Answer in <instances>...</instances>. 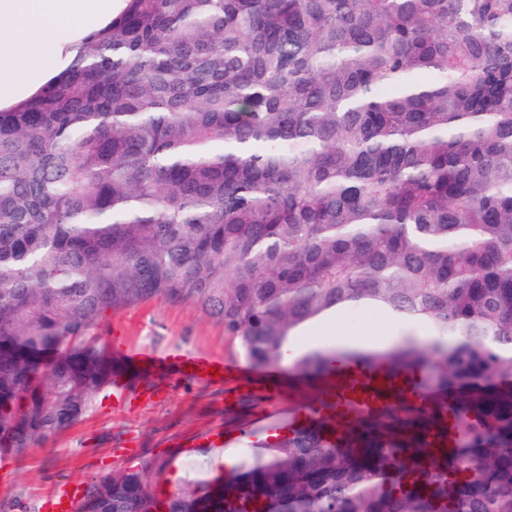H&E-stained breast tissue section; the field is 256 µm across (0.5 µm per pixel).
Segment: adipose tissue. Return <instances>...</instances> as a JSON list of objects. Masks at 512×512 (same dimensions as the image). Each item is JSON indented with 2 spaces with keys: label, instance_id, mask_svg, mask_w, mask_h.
<instances>
[{
  "label": "adipose tissue",
  "instance_id": "adipose-tissue-1",
  "mask_svg": "<svg viewBox=\"0 0 512 512\" xmlns=\"http://www.w3.org/2000/svg\"><path fill=\"white\" fill-rule=\"evenodd\" d=\"M123 0H0V107L32 96L66 66L82 25L105 27Z\"/></svg>",
  "mask_w": 512,
  "mask_h": 512
}]
</instances>
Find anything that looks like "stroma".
I'll use <instances>...</instances> for the list:
<instances>
[{
    "label": "stroma",
    "instance_id": "obj_1",
    "mask_svg": "<svg viewBox=\"0 0 512 512\" xmlns=\"http://www.w3.org/2000/svg\"><path fill=\"white\" fill-rule=\"evenodd\" d=\"M425 335L419 324L390 318L370 309L336 316L326 322L321 335L302 338L303 347L323 346L336 336L361 334L375 337L392 331ZM131 341L172 344L242 358L237 340L225 335L219 323L193 305L162 299L113 312L96 329L100 347L109 346L115 334ZM293 359L281 364L283 380L268 394L259 396L250 383L239 382L218 389L163 378L171 391L167 403L139 410L115 412L94 405L71 426L51 434L42 444L16 450L0 449V464L12 467L13 480L0 488V512H37L42 494L62 480L89 482L105 473L127 469L142 471L150 483L163 484L167 492L186 488L199 478V454L193 448L200 436L220 430L224 438L212 463L225 456L244 458L248 447L234 443L237 429L267 418L284 419L289 409L311 404L322 389L318 380L297 378ZM135 434L141 453L129 459L118 455L123 434Z\"/></svg>",
    "mask_w": 512,
    "mask_h": 512
}]
</instances>
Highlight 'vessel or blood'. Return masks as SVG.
<instances>
[{"mask_svg":"<svg viewBox=\"0 0 512 512\" xmlns=\"http://www.w3.org/2000/svg\"><path fill=\"white\" fill-rule=\"evenodd\" d=\"M112 352L128 366L149 377L148 382L135 388L129 387L123 377H113L106 399L116 411L165 402L169 391L151 384L150 378L154 375L221 387L232 382L243 371L240 364L221 356L178 346L161 349L149 342L116 343L112 346ZM391 395L415 407L426 401L425 394L418 388L412 375L393 374L368 364H346L326 376L324 389L310 409L351 418L378 410ZM81 496L79 482L56 484L43 494L40 512H77Z\"/></svg>","mask_w":512,"mask_h":512,"instance_id":"vessel-or-blood-1","label":"vessel or blood"}]
</instances>
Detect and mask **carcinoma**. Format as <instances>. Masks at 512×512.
Wrapping results in <instances>:
<instances>
[{
	"instance_id": "cac0c4a2",
	"label": "carcinoma",
	"mask_w": 512,
	"mask_h": 512,
	"mask_svg": "<svg viewBox=\"0 0 512 512\" xmlns=\"http://www.w3.org/2000/svg\"><path fill=\"white\" fill-rule=\"evenodd\" d=\"M124 2L0 109V447L92 407L109 313L190 303L271 366L365 303L427 327L357 355L427 407L318 414L164 499L105 474L77 512H512V0Z\"/></svg>"
}]
</instances>
